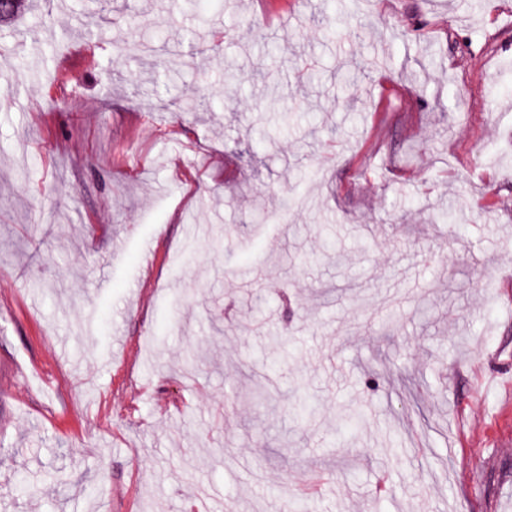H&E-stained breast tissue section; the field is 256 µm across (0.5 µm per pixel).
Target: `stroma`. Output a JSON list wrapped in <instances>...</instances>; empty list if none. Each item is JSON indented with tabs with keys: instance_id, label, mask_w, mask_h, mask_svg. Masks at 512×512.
<instances>
[{
	"instance_id": "35a3bbf8",
	"label": "stroma",
	"mask_w": 512,
	"mask_h": 512,
	"mask_svg": "<svg viewBox=\"0 0 512 512\" xmlns=\"http://www.w3.org/2000/svg\"><path fill=\"white\" fill-rule=\"evenodd\" d=\"M199 7L0 28V512H512V0Z\"/></svg>"
}]
</instances>
